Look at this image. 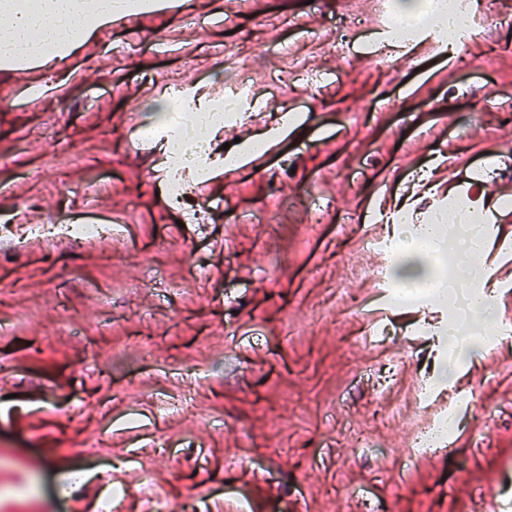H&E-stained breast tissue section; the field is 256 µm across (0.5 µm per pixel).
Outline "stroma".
<instances>
[{
	"instance_id": "obj_1",
	"label": "stroma",
	"mask_w": 512,
	"mask_h": 512,
	"mask_svg": "<svg viewBox=\"0 0 512 512\" xmlns=\"http://www.w3.org/2000/svg\"><path fill=\"white\" fill-rule=\"evenodd\" d=\"M101 24L32 96L0 63V215L112 220L114 241L0 238V512H95L64 500L74 455L112 461L129 512L147 490L206 498L211 512H499L512 499V207L476 225L475 263L508 337L454 357L421 326L438 304L394 310L373 279L376 218L451 195L483 210L512 158V0H491L479 37L428 43L379 68L377 0H151ZM362 28L336 49L337 15ZM289 113L265 155L213 171L218 218L176 219L139 129L164 90L208 94L237 71ZM483 181L465 196L464 177ZM357 297L351 309L337 289ZM396 334L366 341L363 327ZM438 380L416 400L422 373ZM453 409L446 450L410 456L421 422ZM376 451L356 457L351 430ZM103 437L101 445L87 442ZM234 471H226L227 462Z\"/></svg>"
}]
</instances>
